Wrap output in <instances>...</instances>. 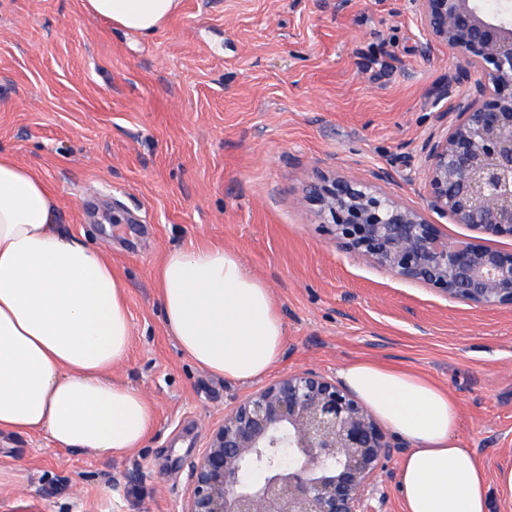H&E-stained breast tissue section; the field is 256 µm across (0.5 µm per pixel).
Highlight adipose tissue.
Here are the masks:
<instances>
[{"instance_id":"obj_1","label":"adipose tissue","mask_w":512,"mask_h":512,"mask_svg":"<svg viewBox=\"0 0 512 512\" xmlns=\"http://www.w3.org/2000/svg\"><path fill=\"white\" fill-rule=\"evenodd\" d=\"M179 2L84 0V9L148 36ZM156 287L167 335L198 367L242 383L279 362L287 329L275 296L235 250L205 240L171 248ZM131 336L123 285L102 247L65 233L52 186L0 153V434L42 433L91 455L140 447L153 407L112 377ZM338 375L410 445L398 471L402 512H490L487 471L460 444L447 388L372 359Z\"/></svg>"}]
</instances>
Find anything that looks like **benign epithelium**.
I'll list each match as a JSON object with an SVG mask.
<instances>
[{
	"instance_id": "1",
	"label": "benign epithelium",
	"mask_w": 512,
	"mask_h": 512,
	"mask_svg": "<svg viewBox=\"0 0 512 512\" xmlns=\"http://www.w3.org/2000/svg\"><path fill=\"white\" fill-rule=\"evenodd\" d=\"M448 47L452 118L424 142L427 206L453 224L512 238V0H408ZM366 179L320 172L305 188L319 231L392 277L478 308H512V252L448 244L424 214ZM401 450L345 387L312 371L259 389L224 415L188 467L181 512H367Z\"/></svg>"
}]
</instances>
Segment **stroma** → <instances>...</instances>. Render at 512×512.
Segmentation results:
<instances>
[{
	"label": "stroma",
	"instance_id": "35a3bbf8",
	"mask_svg": "<svg viewBox=\"0 0 512 512\" xmlns=\"http://www.w3.org/2000/svg\"><path fill=\"white\" fill-rule=\"evenodd\" d=\"M453 69L403 0H181L148 37L83 0H0V152L54 188L63 230L104 245L132 323L117 380L151 401L141 447L95 457L44 435L0 436V512H180L212 429L261 381L195 366L166 336L154 270L198 238L238 251L287 326L269 380L336 378L359 358L444 387L486 466L491 512H512V308L438 296L340 252L303 201L320 171L364 177L428 212L421 148L452 103Z\"/></svg>",
	"mask_w": 512,
	"mask_h": 512
}]
</instances>
